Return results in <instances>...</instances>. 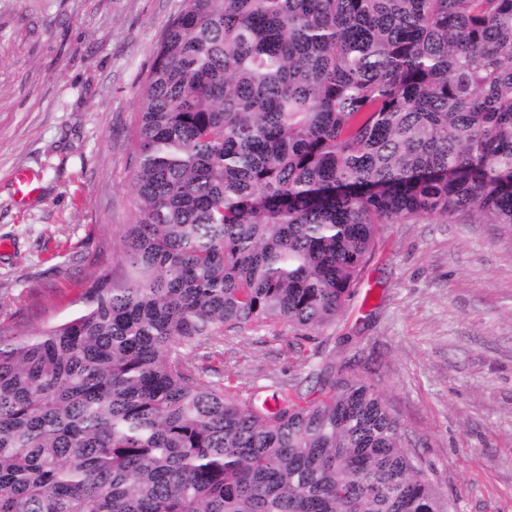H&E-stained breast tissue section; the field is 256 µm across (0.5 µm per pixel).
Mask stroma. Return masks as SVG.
I'll return each instance as SVG.
<instances>
[{"mask_svg":"<svg viewBox=\"0 0 512 512\" xmlns=\"http://www.w3.org/2000/svg\"><path fill=\"white\" fill-rule=\"evenodd\" d=\"M185 0H0V329L33 332L119 276L142 84ZM38 192L18 202L15 174ZM335 362L378 389L452 512H512V238L474 219L383 225L316 334L230 331L197 379L319 398Z\"/></svg>","mask_w":512,"mask_h":512,"instance_id":"stroma-1","label":"stroma"}]
</instances>
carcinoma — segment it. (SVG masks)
<instances>
[{
  "instance_id": "cac0c4a2",
  "label": "carcinoma",
  "mask_w": 512,
  "mask_h": 512,
  "mask_svg": "<svg viewBox=\"0 0 512 512\" xmlns=\"http://www.w3.org/2000/svg\"><path fill=\"white\" fill-rule=\"evenodd\" d=\"M134 153L121 277L0 330V512H450L371 385L269 407L192 352L334 322L383 224L512 236V0H187Z\"/></svg>"
}]
</instances>
